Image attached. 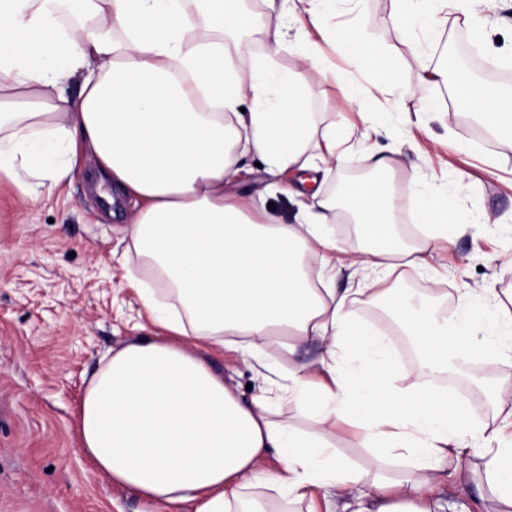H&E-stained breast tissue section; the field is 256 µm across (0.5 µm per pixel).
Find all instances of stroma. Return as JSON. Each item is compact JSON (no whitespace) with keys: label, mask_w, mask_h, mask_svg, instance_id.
<instances>
[{"label":"stroma","mask_w":512,"mask_h":512,"mask_svg":"<svg viewBox=\"0 0 512 512\" xmlns=\"http://www.w3.org/2000/svg\"><path fill=\"white\" fill-rule=\"evenodd\" d=\"M478 12L484 22L479 35L447 8L450 34L474 47L485 65L512 70V0H482ZM336 18L374 42L398 80L392 93L364 98L359 107L354 100L364 97L374 71L328 73L309 110L321 126L335 118L367 124L369 139L314 181L297 170L270 177L258 167V155L248 154L237 193L274 204L279 222L292 224L299 192L331 194L346 172L370 170L379 156L393 158V194L403 195L413 182L422 194L452 205L447 252L434 270L406 272L399 287L414 294L440 289L453 312L458 296L477 288L473 309H489V290L502 295L512 289V141L475 136L463 101L440 85L426 98L437 114L424 112L412 88L419 64L438 62L441 35L396 28L390 0H336ZM96 169L85 161L72 180L41 189L33 199L0 181V512H193L189 503L156 508L107 483L81 448L76 409L102 358L159 333L127 280L124 215H109L90 188ZM360 280L344 269L333 286L352 293L357 319L384 326L395 376L420 378L413 344L359 292ZM198 354L242 395L264 387L259 364L271 366L284 384L297 365L318 359L321 348L312 342L291 355L278 344L264 345L255 362L212 345Z\"/></svg>","instance_id":"stroma-1"}]
</instances>
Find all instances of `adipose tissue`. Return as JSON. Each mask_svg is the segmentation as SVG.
Returning <instances> with one entry per match:
<instances>
[{"label":"adipose tissue","instance_id":"ef3b65f1","mask_svg":"<svg viewBox=\"0 0 512 512\" xmlns=\"http://www.w3.org/2000/svg\"><path fill=\"white\" fill-rule=\"evenodd\" d=\"M0 0V179L35 175L57 184L91 152L98 168L133 203L126 253L157 283L129 280L160 336L112 354L78 403L81 445L110 483L156 504L195 502V512H264L253 489L276 490L291 503H315L321 490L351 499L356 512H445L434 494L453 451L478 440L484 480L496 512H512V444L497 431L471 427L457 395L435 379L473 357L471 336L494 326L505 341L485 353L501 368L494 395L512 418V309L496 301L490 323L437 313L438 289L423 301L385 287L401 266H427L448 236V206L410 189L408 207L426 240L402 244L391 226L397 208L388 189L392 160L377 159V178L349 184L341 197L314 192L295 223L282 224L255 199L231 193L239 160L253 152L276 176L332 163L351 130L316 129L308 110L326 72L321 42L334 44L348 67L377 64L375 46L331 18L332 0H280L281 23L263 31L261 56L234 57L230 40L253 26L239 0ZM440 0H391L401 29L438 32ZM318 38L299 53L308 82L274 69L289 46L288 25ZM79 78L76 97L56 94ZM465 103L495 136L512 134V90L460 80ZM343 212L361 249L344 252L326 230ZM373 275L379 305L411 336L431 375L396 384L376 326L354 318L347 296L331 288L334 261ZM317 341L322 356L296 367L287 384L271 381L239 397L199 357L211 344L249 355L261 344L295 351ZM360 360L361 378L343 368ZM309 411L311 432L282 416L281 404ZM356 425L377 462L405 457L399 479L366 475L341 459L337 422ZM280 462L265 469L269 453Z\"/></svg>","mask_w":512,"mask_h":512}]
</instances>
